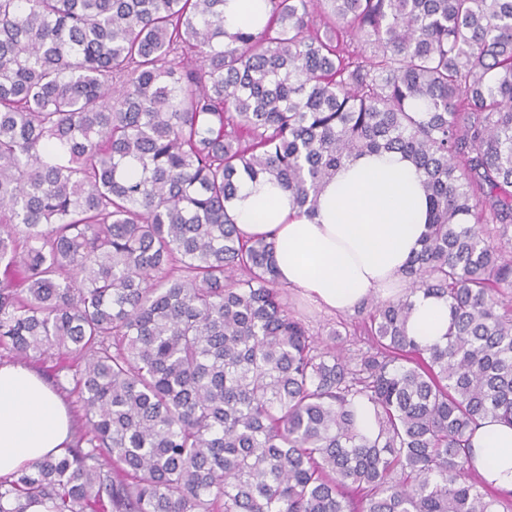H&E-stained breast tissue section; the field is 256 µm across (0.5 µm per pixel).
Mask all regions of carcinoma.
Listing matches in <instances>:
<instances>
[{
  "label": "carcinoma",
  "instance_id": "1",
  "mask_svg": "<svg viewBox=\"0 0 512 512\" xmlns=\"http://www.w3.org/2000/svg\"><path fill=\"white\" fill-rule=\"evenodd\" d=\"M224 2L0 0V343L80 360L51 383L85 416L0 512H497L470 440L512 425V0H260L233 33ZM379 152L430 218L353 365L229 204L311 216ZM419 291L443 344L406 333Z\"/></svg>",
  "mask_w": 512,
  "mask_h": 512
}]
</instances>
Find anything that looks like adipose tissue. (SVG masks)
<instances>
[{
    "instance_id": "ef3b65f1",
    "label": "adipose tissue",
    "mask_w": 512,
    "mask_h": 512,
    "mask_svg": "<svg viewBox=\"0 0 512 512\" xmlns=\"http://www.w3.org/2000/svg\"><path fill=\"white\" fill-rule=\"evenodd\" d=\"M230 206L246 236L273 238L280 281L333 312L370 296L401 295L429 213L418 172L396 152L345 162L323 186L310 217L297 215L287 191L264 181L242 180ZM447 330V302L416 293L409 336L429 346L442 342ZM70 439L67 410L44 380L25 363L0 365V477L61 453ZM471 444L479 475L512 493V426L485 420Z\"/></svg>"
}]
</instances>
